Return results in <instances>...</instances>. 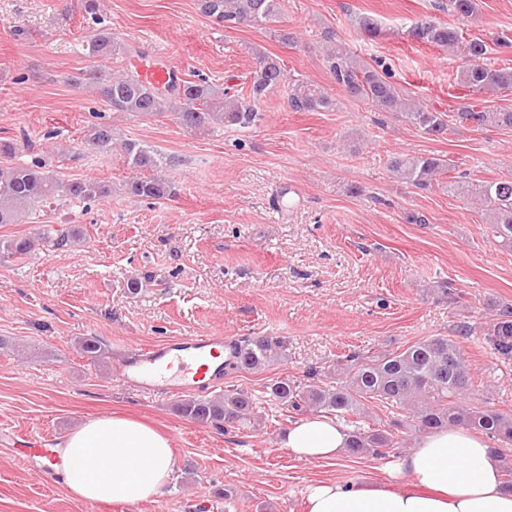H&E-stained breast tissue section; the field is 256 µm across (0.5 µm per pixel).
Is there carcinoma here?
<instances>
[{"label": "carcinoma", "instance_id": "cac0c4a2", "mask_svg": "<svg viewBox=\"0 0 512 512\" xmlns=\"http://www.w3.org/2000/svg\"><path fill=\"white\" fill-rule=\"evenodd\" d=\"M202 11L224 27L244 24L263 25L276 21L279 0H202ZM412 38L443 48H460L469 64L459 71L458 83L472 92L512 88V71L488 68L480 59L488 47L480 39H466L462 32L433 20H422L409 30ZM93 58L110 59L129 52L125 44L100 27L82 44ZM255 70L249 96L241 97L220 90L208 80L179 78L154 86L138 71L126 69L119 74L101 73L83 84L113 112L131 116L173 114L179 126L188 132L211 131L224 126L249 128L261 119L258 104L268 93L287 90L289 108L295 112H322L334 102L318 85L288 80L280 62L254 52ZM325 62L336 83L356 99L371 103L383 112H399L411 125L432 136L448 130L442 112L405 103L396 85L374 67L357 60L344 47L327 51ZM456 120L478 129L512 127V110H494L469 105L454 113ZM84 149L100 155H119L135 175L125 180V194L132 198L159 200L175 194L171 181L161 175L172 164L171 158L152 147L131 139L114 138L112 126L97 123L87 127L81 139ZM31 150L27 138L0 139V224H16L21 217L43 203L86 204L110 194V185L95 179H67L40 153L17 163L19 153ZM390 171L417 188L438 181L455 166L433 156L401 154L390 160ZM141 171L153 176L140 177ZM460 192L475 198L488 214V229L502 246H512V175L478 184H461ZM81 241L76 227L60 230L52 237L42 234L0 241V258L34 255L48 249L58 250ZM495 310L492 322L477 328L468 322L454 327L452 336H431L401 351L381 349L338 357L336 363L309 367L302 377L277 378L266 386L267 401L284 406L296 415L311 410L325 411L350 427L347 451L353 456L382 457L391 448L403 446L404 439L371 424L365 404L399 409L412 416L420 431L444 429L464 424L501 446L499 454L506 481L512 490V414L501 412L491 403L467 400L470 368L461 354L456 337L472 336L481 330L494 353L512 360V304ZM75 349L98 362L103 355L100 342L82 338ZM287 342L269 336L246 337L235 343L234 355L224 360V374L261 370L288 358ZM177 410L186 419L220 427L244 424L255 414L256 399L246 391L229 388L217 397L189 398L180 401Z\"/></svg>", "mask_w": 512, "mask_h": 512}]
</instances>
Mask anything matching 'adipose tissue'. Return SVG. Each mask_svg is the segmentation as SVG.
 <instances>
[{
    "label": "adipose tissue",
    "mask_w": 512,
    "mask_h": 512,
    "mask_svg": "<svg viewBox=\"0 0 512 512\" xmlns=\"http://www.w3.org/2000/svg\"><path fill=\"white\" fill-rule=\"evenodd\" d=\"M348 433L336 418L319 414L296 423L281 443L304 460H331ZM58 479L85 501H155L175 466L172 439L127 416L88 418L62 444ZM380 487L335 480L306 488L308 512H512V491L502 484L494 448L464 427L423 434L415 448L389 463Z\"/></svg>",
    "instance_id": "adipose-tissue-1"
}]
</instances>
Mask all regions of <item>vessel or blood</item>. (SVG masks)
<instances>
[{"mask_svg": "<svg viewBox=\"0 0 512 512\" xmlns=\"http://www.w3.org/2000/svg\"><path fill=\"white\" fill-rule=\"evenodd\" d=\"M231 344L230 338L209 334L167 338L141 348L118 368L117 374L142 389L171 396L204 391L223 384V359ZM27 455L41 458L37 474L41 480H50L53 465L59 460L56 449L34 438Z\"/></svg>", "mask_w": 512, "mask_h": 512, "instance_id": "1", "label": "vessel or blood"}]
</instances>
